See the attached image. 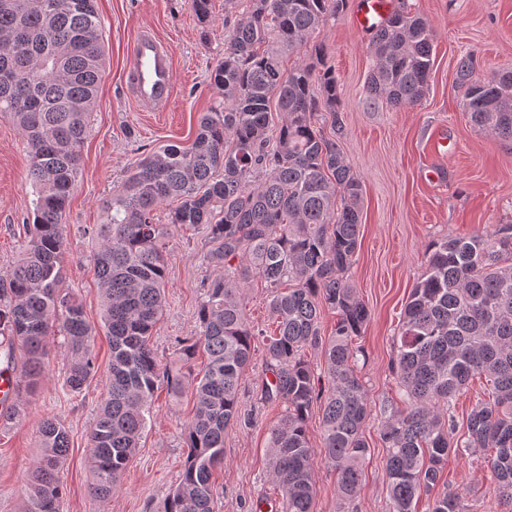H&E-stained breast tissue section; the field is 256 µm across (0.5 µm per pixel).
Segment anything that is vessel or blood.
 Segmentation results:
<instances>
[{
    "label": "vessel or blood",
    "mask_w": 512,
    "mask_h": 512,
    "mask_svg": "<svg viewBox=\"0 0 512 512\" xmlns=\"http://www.w3.org/2000/svg\"><path fill=\"white\" fill-rule=\"evenodd\" d=\"M391 15V0H355L354 23L369 35ZM125 83L135 102L151 112L169 109L174 98L175 72L170 46L152 31L135 38L126 59Z\"/></svg>",
    "instance_id": "obj_1"
}]
</instances>
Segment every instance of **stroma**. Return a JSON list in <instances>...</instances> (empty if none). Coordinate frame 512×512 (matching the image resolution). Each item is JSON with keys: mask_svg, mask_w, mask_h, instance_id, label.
Returning a JSON list of instances; mask_svg holds the SVG:
<instances>
[{"mask_svg": "<svg viewBox=\"0 0 512 512\" xmlns=\"http://www.w3.org/2000/svg\"><path fill=\"white\" fill-rule=\"evenodd\" d=\"M410 13L434 30L433 67L420 104L394 109L368 105L366 82L373 68L369 36L356 31L352 6L312 36L299 55L284 57V68L311 59L323 46L336 73L339 112H320L317 126L335 142L363 182L360 246L349 278L371 318L356 340L370 417L365 437L371 455L365 465L356 512H388L385 451L378 427L384 405L399 401L391 370L393 339L401 328L408 296L425 272L431 241L481 233L512 224V143L475 128L455 84L464 53L479 61L480 74L512 68V0H406ZM106 48L97 106L82 148L76 186L66 210L68 285L98 325L100 292L94 274L97 246L86 230L103 223V199L128 169L161 146H190L203 112L217 95L211 73L224 56V0H210L208 22H200L189 0H96ZM150 29L173 51L175 100L168 111L149 112L128 95L124 68L128 50L142 29ZM27 142L8 116L0 114V276L14 265L32 211ZM172 203L160 205L156 223L168 226L171 250L166 269L167 305L154 330L162 363L175 360L178 340L197 332L195 314L203 285L217 274L203 256L211 244L205 225L171 226ZM98 371L83 391L64 384L66 351L51 342L47 369L20 421L0 427V512H21L30 467L40 452L38 427L55 417L70 430V455L61 472L66 493L62 512H155L173 489L185 458L184 426L193 414L192 391L171 398L159 389L142 446L129 463L123 487L101 502L90 494L86 466L90 426L106 394L110 346L105 331L95 336ZM267 374L255 358L242 387L253 426L229 425L224 432V464L213 475L216 512H280L282 495L269 477L270 429L281 407L262 405ZM441 484L458 493L467 512H506L495 496L484 454L449 457Z\"/></svg>", "mask_w": 512, "mask_h": 512, "instance_id": "35a3bbf8", "label": "stroma"}]
</instances>
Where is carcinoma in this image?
I'll return each mask as SVG.
<instances>
[{
  "mask_svg": "<svg viewBox=\"0 0 512 512\" xmlns=\"http://www.w3.org/2000/svg\"><path fill=\"white\" fill-rule=\"evenodd\" d=\"M345 5L251 0L244 16H225L224 60L211 75L218 101L201 116L192 146L171 144L145 157L103 202L105 222L87 230L98 243L95 275L112 350L107 395L88 436L94 497L107 500L121 488L159 387L177 398L191 385L196 408L184 427V467L159 512H214L211 478L224 465V431L253 423L240 388L260 341L270 374L260 400L284 406L271 430L269 472L283 512H314V451L305 422L316 403L320 451L336 473L339 500L348 509L357 498L371 448L363 435L361 350L353 339L370 313L347 272L359 246L363 183L312 125L315 112L335 113L339 103L323 48L312 62L282 68L283 54L306 45ZM102 28L95 0H0V114L12 118L31 148L36 193L28 238L0 277L6 355L22 352L18 401L0 412L1 427L20 418L23 396L35 395L50 336H63L67 347L69 391L81 392L97 373L95 331L65 285L64 259L66 208L106 59ZM433 40L420 17L394 11L370 41L369 104L417 105L428 89ZM456 81L472 124L512 142V70L481 79L473 56L465 55ZM274 110L285 120L272 140ZM172 199L179 205L169 223L208 225L205 259L222 269L198 306L197 336L179 349L185 364L206 354L199 377L161 364L153 345L166 305L169 252L154 212ZM254 277L268 290L272 336L246 315L244 290ZM325 306L337 316L327 338L319 327ZM394 346L403 407H385L380 427L389 512H414L424 495L428 512H467L459 494L439 488L440 472L449 456L483 448L495 449L488 457L494 492L512 507V224L428 246L425 275L411 290ZM309 347L321 348L318 375L304 359ZM476 375L490 382L492 401L471 409L458 436L456 397ZM39 443L24 512H60L70 431L47 417Z\"/></svg>",
  "mask_w": 512,
  "mask_h": 512,
  "instance_id": "1",
  "label": "carcinoma"
}]
</instances>
